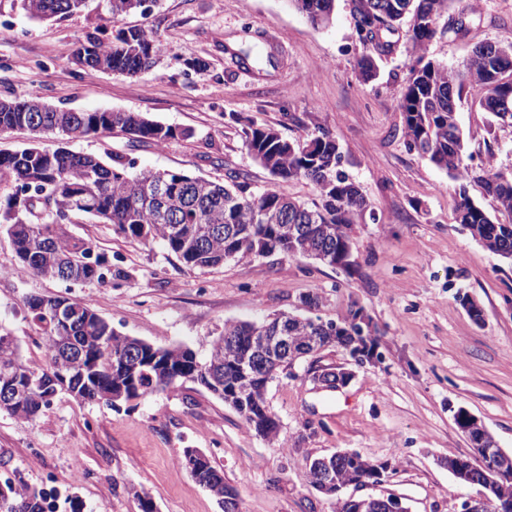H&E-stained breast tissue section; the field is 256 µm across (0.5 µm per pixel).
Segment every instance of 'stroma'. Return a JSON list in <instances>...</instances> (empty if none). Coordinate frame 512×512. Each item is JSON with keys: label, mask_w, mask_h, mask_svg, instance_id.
I'll use <instances>...</instances> for the list:
<instances>
[{"label": "stroma", "mask_w": 512, "mask_h": 512, "mask_svg": "<svg viewBox=\"0 0 512 512\" xmlns=\"http://www.w3.org/2000/svg\"><path fill=\"white\" fill-rule=\"evenodd\" d=\"M473 17L467 38L433 40L427 58L454 66L481 41L512 42V0H463ZM148 27L162 52L151 72L124 77L77 63L80 41L109 39L114 28ZM255 47L264 62H239ZM361 44L352 0H335L328 27H314L290 0H155L146 14L110 22L103 0L77 13L31 18L20 0H0V99L31 91L76 111L140 112L185 136L164 146L122 134L64 140L57 133L0 136V149L35 145L103 158L118 154L137 168L182 171L222 182L239 173L254 189L270 176L250 154L242 124L287 139L325 131L341 167L370 203L355 225L354 275L310 259L272 254L188 269L162 243L148 245L93 221L75 232L125 276L104 286L66 288L57 280L12 274L17 258L0 239V331L28 362L47 361L25 312L32 296L68 293L91 304L122 334L154 346H187L206 357L225 323L277 314L343 322L362 309L376 329L375 361L357 364L336 346L298 363L296 377L269 383L266 402L281 425L280 445L250 430L239 413L192 382L113 409L59 393L32 421L0 413V479L21 478L52 490L56 512H141L146 491L157 512H220L215 498L182 464L202 449L224 471L241 512H336L310 486L306 460L356 451L395 468L391 483L409 512H460L480 486L459 484L448 458L475 459L456 422L474 416L512 452V266L457 224L459 181L415 151L403 134L400 102L417 55L407 42L378 61L376 79L360 78ZM241 116L229 122L227 113ZM474 162L512 169V128L490 127L472 98L457 106ZM317 296L308 309L304 298ZM483 312L474 319L465 299ZM352 370L345 386L317 388L314 371ZM77 470L93 472L76 483Z\"/></svg>", "instance_id": "1"}]
</instances>
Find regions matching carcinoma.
<instances>
[{
  "label": "carcinoma",
  "instance_id": "cac0c4a2",
  "mask_svg": "<svg viewBox=\"0 0 512 512\" xmlns=\"http://www.w3.org/2000/svg\"><path fill=\"white\" fill-rule=\"evenodd\" d=\"M308 21L325 27L332 20L335 0H292ZM362 51L357 59L361 77L377 75L378 57L392 51L389 37L399 33L409 19L405 39L419 52L410 68L400 108L404 136L410 149L446 170L460 185L456 219L491 253L512 263V170L496 168L492 161L473 164L457 120V102L473 96L490 124L512 128V68L504 70L494 59L473 69V57L484 52L486 43L476 44L471 55L455 67L425 59L426 47L434 39L461 34L448 14L453 0H352ZM86 0H21L33 18L64 17L80 11ZM110 19L133 12H146L142 0H106ZM448 16L449 23L439 26ZM78 51L91 57V67L114 74L137 77L150 71L162 51L159 37L145 27L119 29L112 40L89 41ZM41 98L33 93L8 100L0 106V134L24 130L32 134L57 132L67 138L123 133L129 139L162 146L186 132L154 121L139 112H28L30 103ZM243 142L256 161L268 171L271 181L261 190L231 172L230 183L221 184L181 171L134 169L131 162L115 156L111 161L80 154L61 146L49 153L35 146L13 152L0 150V236L9 241L16 267L29 275L59 280L67 285H106L124 276L120 269H95L90 263L109 261L73 227L86 218L112 225L115 234L148 245L162 242L189 269L209 268L227 260L243 261L275 251L290 259H313L329 266L351 250L353 226L362 220L368 202L360 188L339 168L336 140L327 133L310 139L287 140L272 128L241 129ZM304 178L318 191V200L307 204L285 192L288 182ZM477 183L496 202L503 222L489 215L468 195L465 183ZM299 224L302 235L292 238L280 225ZM66 301V321L56 319L51 304ZM26 314L46 342L48 364L37 366L23 359L16 339L0 333V393L20 391L13 401L0 400V412L33 421L50 406L61 387L58 370L78 359L72 369L67 392L75 399L99 402L124 391V400L139 399L175 387L165 369L143 366L130 354L146 349L141 340L118 332L89 304L70 297H30ZM342 325L335 337L319 319L295 316L290 323L294 335L313 341L310 352L339 345L336 338L360 334L361 324ZM252 322L224 325L204 359L188 347L164 349L161 359L182 366L185 380L227 400V388L243 379L240 371L224 360V337L239 343V357H250L247 340ZM255 397L246 408L237 409L253 430L271 420L262 397L263 385L251 382ZM500 470L486 487L484 512H499L512 502V453L500 452ZM371 470L362 455L336 461V479L357 483ZM448 470L461 483L481 477V470L467 459H448ZM193 479L222 503L224 472L210 459L191 471ZM53 494L44 489L17 484L0 512H54Z\"/></svg>",
  "mask_w": 512,
  "mask_h": 512
}]
</instances>
